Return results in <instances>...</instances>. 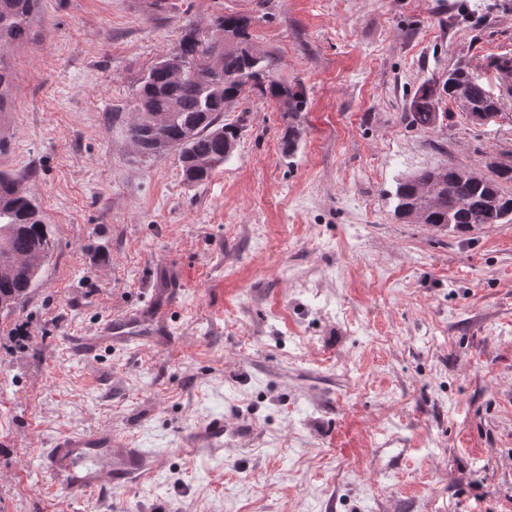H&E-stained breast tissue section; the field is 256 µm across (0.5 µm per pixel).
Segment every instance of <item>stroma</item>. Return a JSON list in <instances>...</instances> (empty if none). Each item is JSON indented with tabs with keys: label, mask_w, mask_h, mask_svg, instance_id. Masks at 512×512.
I'll return each mask as SVG.
<instances>
[{
	"label": "stroma",
	"mask_w": 512,
	"mask_h": 512,
	"mask_svg": "<svg viewBox=\"0 0 512 512\" xmlns=\"http://www.w3.org/2000/svg\"><path fill=\"white\" fill-rule=\"evenodd\" d=\"M247 17L304 104L249 95L205 183L128 127L187 27ZM13 73L9 150L54 249L0 315V512H512V222L397 218L398 180L512 153V100L472 124L423 83L512 57V0H40ZM298 129L283 152L288 125ZM124 341L81 356L107 320ZM224 417V451L191 447ZM111 429L145 479L107 496L48 473L52 442Z\"/></svg>",
	"instance_id": "1"
}]
</instances>
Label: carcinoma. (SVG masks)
Wrapping results in <instances>:
<instances>
[{"label": "carcinoma", "instance_id": "1", "mask_svg": "<svg viewBox=\"0 0 512 512\" xmlns=\"http://www.w3.org/2000/svg\"><path fill=\"white\" fill-rule=\"evenodd\" d=\"M37 0H0V48L26 38ZM213 28L233 37L237 47L217 49V69L200 78L190 70L176 77L162 56L149 69L133 100L134 121L129 135L145 155L163 153L169 147L178 154L183 178L198 184L224 165L235 149L240 127L222 120L225 102L251 93L277 100L294 115L303 105V94L270 75V59L251 43L247 22L241 16L220 15ZM179 46L192 63L202 58L205 47L196 31H185ZM10 73L0 68V153L5 112L11 100ZM461 98L471 111L487 110L502 99H493L478 78L461 66L448 70L442 83L428 82L416 91L410 104V125L429 132L442 126L448 113L441 104ZM496 154L483 157L484 175L471 179L466 168L451 166L442 172L424 168L397 182L394 211L400 218L419 209L420 224L469 231L485 224L512 221V169L495 165ZM52 225L23 187V178L0 170V312L10 313L28 301L40 285L43 269L53 248Z\"/></svg>", "mask_w": 512, "mask_h": 512}]
</instances>
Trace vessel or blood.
<instances>
[{
  "mask_svg": "<svg viewBox=\"0 0 512 512\" xmlns=\"http://www.w3.org/2000/svg\"><path fill=\"white\" fill-rule=\"evenodd\" d=\"M198 441L212 451L224 447V418L213 415L206 419L197 434ZM87 464L85 475L75 477L73 484L88 491L102 490L104 483L132 482L148 473L154 465L152 456L139 448L123 449L112 454V433L108 430H74L58 437L45 455L50 473L74 470Z\"/></svg>",
  "mask_w": 512,
  "mask_h": 512,
  "instance_id": "b4317fda",
  "label": "vessel or blood"
}]
</instances>
